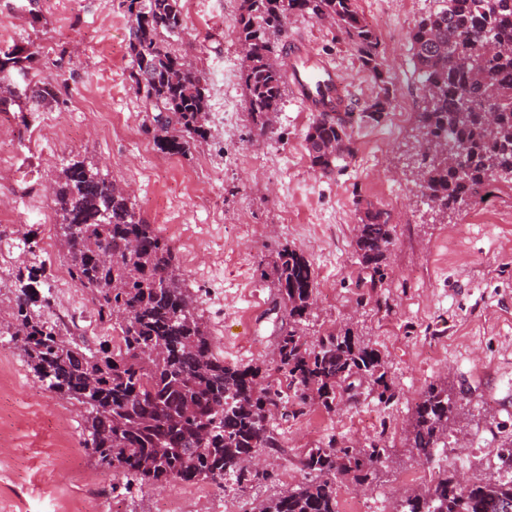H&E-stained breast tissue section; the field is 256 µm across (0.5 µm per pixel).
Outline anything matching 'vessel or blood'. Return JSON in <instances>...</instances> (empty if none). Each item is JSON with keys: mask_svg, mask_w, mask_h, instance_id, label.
Masks as SVG:
<instances>
[{"mask_svg": "<svg viewBox=\"0 0 512 512\" xmlns=\"http://www.w3.org/2000/svg\"><path fill=\"white\" fill-rule=\"evenodd\" d=\"M291 88L308 110L321 112L330 107L346 109L349 89L340 71L326 58L305 55L300 50L289 52Z\"/></svg>", "mask_w": 512, "mask_h": 512, "instance_id": "b4317fda", "label": "vessel or blood"}]
</instances>
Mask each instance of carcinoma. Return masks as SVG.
I'll list each match as a JSON object with an SVG mask.
<instances>
[{
	"mask_svg": "<svg viewBox=\"0 0 512 512\" xmlns=\"http://www.w3.org/2000/svg\"><path fill=\"white\" fill-rule=\"evenodd\" d=\"M127 10L130 78L156 112V145L183 154L206 138L208 95L199 70L170 48V39L183 31L179 0H128ZM294 15L332 22L354 45L378 87L359 120H378L390 104V88L379 39L355 0H240L241 79L257 135L269 133L288 87L287 70L275 56ZM410 41L423 85L419 187L446 218L474 202L498 170H512V0H443L412 29ZM35 58L18 47L1 52L0 82ZM61 94V85L42 82L31 99L42 105L59 101ZM352 116L334 109L313 113L305 141L311 167L321 175H332L351 155ZM439 144L460 151L466 175L433 151ZM52 196L70 277L91 296L100 321L117 325L123 346L92 347L51 322V302L38 291L43 265L18 279L6 330L22 342L34 375L84 408L82 447L99 464L110 461L113 472L141 485L178 479L220 486L232 480L246 488L272 480L268 470L256 469L255 459L265 449L282 447L273 426L282 408L280 385L263 384L258 366L224 363L182 287L170 241L140 219L126 190L94 163L70 162L54 181ZM355 231L360 263L379 272L393 245L388 213L367 209ZM97 250L112 254V264L101 262ZM274 275L288 315L275 350L292 391L291 416L311 406L328 412L340 404L352 407L367 392L381 403L393 400L385 362L373 344L348 327L328 329L313 341L305 336L302 325L315 299L309 261L284 247ZM452 412L444 383L420 394L409 442L421 463L433 461ZM386 452L378 441L315 445L297 460L305 481L261 502L259 512H337L339 484H369ZM402 512H512V477L462 485L444 469L430 486L406 496Z\"/></svg>",
	"mask_w": 512,
	"mask_h": 512,
	"instance_id": "1",
	"label": "carcinoma"
}]
</instances>
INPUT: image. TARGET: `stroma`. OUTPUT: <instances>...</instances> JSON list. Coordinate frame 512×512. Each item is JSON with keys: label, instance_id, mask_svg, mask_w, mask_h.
Masks as SVG:
<instances>
[{"label": "stroma", "instance_id": "35a3bbf8", "mask_svg": "<svg viewBox=\"0 0 512 512\" xmlns=\"http://www.w3.org/2000/svg\"><path fill=\"white\" fill-rule=\"evenodd\" d=\"M182 4L184 30L173 47L206 78L208 135L169 155L156 146L153 115L129 78L125 0H0V48L37 53L34 68L12 72L22 97L0 112V251L10 255L0 263V300L13 299L19 272L43 262L44 239L62 256L51 185L70 160L88 158L129 187L140 217L171 241L225 363L276 370L282 313L271 269L286 246L315 270L308 339L352 328L381 351L396 397L384 404L366 395L354 407L277 419L283 446L260 455L271 482L130 486L83 449L82 408L39 381L10 336L0 335V512H158L191 488L214 507L234 497L251 510L299 484L298 456L333 438L379 439L387 448L370 489L339 487L338 512L374 498L383 512H396L421 469L406 447L414 403L442 377L455 409L438 458L460 454L457 468L470 480L497 478L500 449L512 440V179H497V216L487 221L476 220L472 205L438 219L415 184L422 82L410 32L439 0H356L375 22L391 100L407 117L394 133L388 112L355 125L351 155L328 177L310 166L312 115L293 94H285L273 134L257 136L240 78L239 0ZM288 37L332 59L351 89L352 112H364L376 88L336 26L293 16ZM63 51L71 62L60 70L54 62ZM38 81L62 84L59 102L32 106L24 93ZM370 205L394 226L377 281L355 252L354 227Z\"/></svg>", "mask_w": 512, "mask_h": 512}]
</instances>
